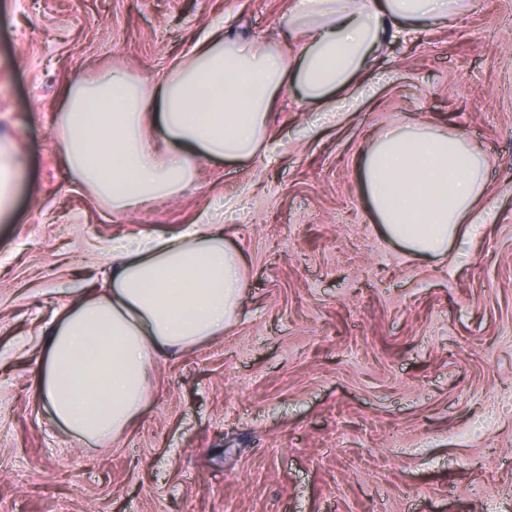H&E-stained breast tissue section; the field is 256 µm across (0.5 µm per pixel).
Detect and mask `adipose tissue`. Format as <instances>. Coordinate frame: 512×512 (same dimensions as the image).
Listing matches in <instances>:
<instances>
[{
	"mask_svg": "<svg viewBox=\"0 0 512 512\" xmlns=\"http://www.w3.org/2000/svg\"><path fill=\"white\" fill-rule=\"evenodd\" d=\"M472 0H291L284 43L256 44L212 26L158 83L123 66L78 79L57 115L74 179L126 215L178 197L203 160L244 162L271 145L282 92L320 113L309 128L358 111L371 59L392 29L426 30ZM487 160L463 132L425 124L388 129L362 153L360 183L387 236L442 257L460 225L487 223ZM24 168L0 140V216L14 208ZM247 260L208 215L166 238L123 239L106 288L71 300L43 333L35 393L50 420L91 443L119 437L145 408L154 362L222 335L242 303Z\"/></svg>",
	"mask_w": 512,
	"mask_h": 512,
	"instance_id": "1",
	"label": "adipose tissue"
}]
</instances>
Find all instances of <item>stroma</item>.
Listing matches in <instances>:
<instances>
[{
  "instance_id": "obj_1",
  "label": "stroma",
  "mask_w": 512,
  "mask_h": 512,
  "mask_svg": "<svg viewBox=\"0 0 512 512\" xmlns=\"http://www.w3.org/2000/svg\"><path fill=\"white\" fill-rule=\"evenodd\" d=\"M289 2L0 0V138L27 162L0 221V512H512V0L392 39L369 100L319 136L283 95L270 152L202 162L178 198L116 218L63 165L73 80L161 78L216 22L277 41ZM410 122L489 160L494 219L442 258L387 239L358 179ZM204 213L248 261L235 322L158 358L136 422L86 445L35 394L44 328L108 277L113 241Z\"/></svg>"
}]
</instances>
